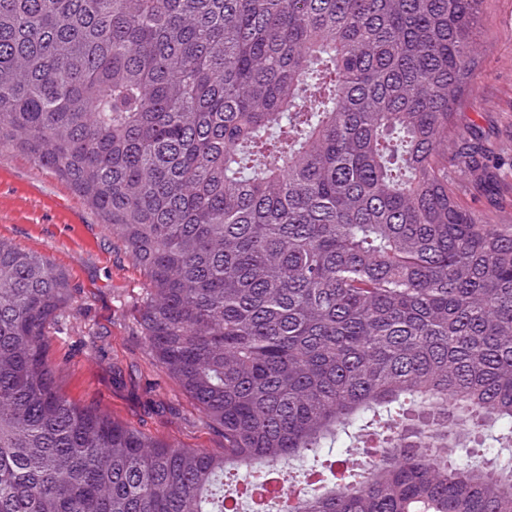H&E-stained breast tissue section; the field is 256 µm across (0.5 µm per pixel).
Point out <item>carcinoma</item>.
<instances>
[{"instance_id": "carcinoma-1", "label": "carcinoma", "mask_w": 512, "mask_h": 512, "mask_svg": "<svg viewBox=\"0 0 512 512\" xmlns=\"http://www.w3.org/2000/svg\"><path fill=\"white\" fill-rule=\"evenodd\" d=\"M482 0H0V149L147 280L144 344L221 431L70 401L73 288L0 241V512H512V224L448 182ZM473 129L459 153L474 172Z\"/></svg>"}]
</instances>
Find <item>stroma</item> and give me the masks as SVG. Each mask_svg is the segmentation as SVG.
Wrapping results in <instances>:
<instances>
[{"label": "stroma", "instance_id": "stroma-1", "mask_svg": "<svg viewBox=\"0 0 512 512\" xmlns=\"http://www.w3.org/2000/svg\"><path fill=\"white\" fill-rule=\"evenodd\" d=\"M478 43L476 78L458 101L457 135L448 142V178L479 223L512 224V0H483ZM473 128L490 149L482 181L456 161ZM0 239L49 258L74 289L48 333L49 359L71 401L182 448L223 445L144 345L143 272L54 171L8 149L0 150Z\"/></svg>", "mask_w": 512, "mask_h": 512}]
</instances>
